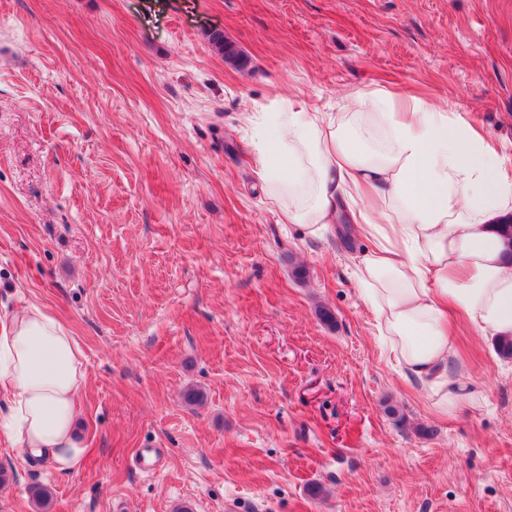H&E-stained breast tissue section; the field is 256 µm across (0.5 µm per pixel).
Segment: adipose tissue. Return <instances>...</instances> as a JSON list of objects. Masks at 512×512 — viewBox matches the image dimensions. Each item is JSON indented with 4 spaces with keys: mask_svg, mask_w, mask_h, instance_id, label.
Returning <instances> with one entry per match:
<instances>
[{
    "mask_svg": "<svg viewBox=\"0 0 512 512\" xmlns=\"http://www.w3.org/2000/svg\"><path fill=\"white\" fill-rule=\"evenodd\" d=\"M254 166L282 220L317 235L349 224L370 247L359 290L389 352L447 413L468 389L448 371L453 317L512 338V257L496 218L512 210V163L459 113L375 84L331 118L291 99L260 120ZM85 354L65 324L25 304L0 319V440L79 470Z\"/></svg>",
    "mask_w": 512,
    "mask_h": 512,
    "instance_id": "adipose-tissue-1",
    "label": "adipose tissue"
}]
</instances>
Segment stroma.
I'll return each mask as SVG.
<instances>
[{"label":"stroma","mask_w":512,"mask_h":512,"mask_svg":"<svg viewBox=\"0 0 512 512\" xmlns=\"http://www.w3.org/2000/svg\"><path fill=\"white\" fill-rule=\"evenodd\" d=\"M372 83L512 161V0H0V316L80 342L89 448L63 473L0 442V512L37 484L49 512H512V358L458 324L475 398L436 413L358 291L367 241L281 223L255 171L249 113Z\"/></svg>","instance_id":"35a3bbf8"}]
</instances>
